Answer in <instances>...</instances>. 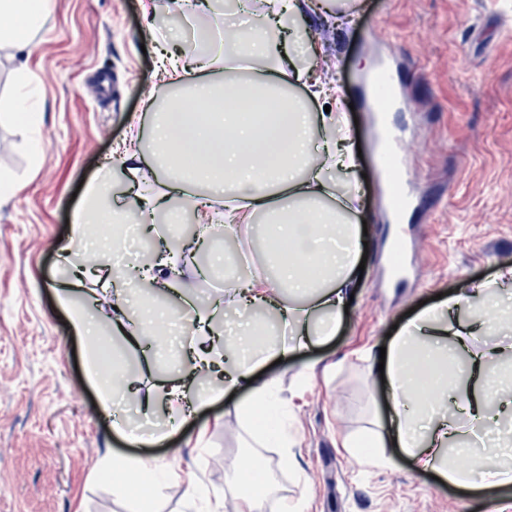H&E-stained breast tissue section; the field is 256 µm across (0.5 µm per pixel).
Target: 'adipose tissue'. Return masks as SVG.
<instances>
[{"mask_svg": "<svg viewBox=\"0 0 512 512\" xmlns=\"http://www.w3.org/2000/svg\"><path fill=\"white\" fill-rule=\"evenodd\" d=\"M266 4L267 21L236 30L234 39L211 43L196 62L172 56L159 59L170 84L189 95L192 110L176 112L149 99V121L138 118L130 124L124 152L89 187L76 211L73 239L85 256L95 259L99 270L111 274L114 324L128 342L142 343L156 321L153 307L146 305L140 320L125 326L129 293L145 278L173 288L172 271L179 262L177 255L163 252L146 270L132 265L114 268L89 227L111 225L117 241L135 213L159 209L168 223L177 224L190 212L197 223H220L228 230L262 220L276 274L235 283L231 292L245 305L279 308L292 334L281 343L280 357L332 335L350 301L361 236L353 222L354 196L334 190L335 185H349L357 166L344 101L335 86L314 78L315 49L292 55L283 49L280 21L301 16V0H266ZM0 17L5 20L0 47L25 50L43 21V0H0ZM16 78L19 92L12 109L23 117L19 128L36 163L40 160L36 133L42 121L39 101L31 93L36 76L22 68ZM309 96L323 98L330 111L310 113L305 102ZM246 102L254 104V112H240V104ZM148 138L158 155L170 162L165 188L157 192L143 189L138 179ZM328 168L336 171L335 183L324 177ZM199 184L213 186L215 195L224 200L223 210L195 193ZM286 289L303 294L304 305L283 304L280 295ZM485 290V285L476 284L422 311L394 337L385 356L384 376L393 400L399 448L418 466L435 469L454 484L469 481L465 469L444 462L457 431L449 420L433 417L432 410L445 398L457 412L479 420L483 394L459 382L448 393H440L444 374L436 350L446 334L460 340L468 336V328L459 325L451 330L443 320L456 314L464 299L479 297ZM198 323L210 346L203 354L188 347L187 354L194 369L207 371L211 386L199 391L187 384L171 385L167 391L171 419L187 420L221 390L248 387V398L237 406L244 424L259 446L282 448L285 463H293L295 442L288 432V408L275 381L251 380L259 363L257 349L265 340L262 325L246 322L242 335L231 342L236 354L230 358L222 350L223 332L211 316L199 315ZM138 475L155 484L174 478L176 472L169 464L113 458L114 486L129 488Z\"/></svg>", "mask_w": 512, "mask_h": 512, "instance_id": "adipose-tissue-1", "label": "adipose tissue"}]
</instances>
